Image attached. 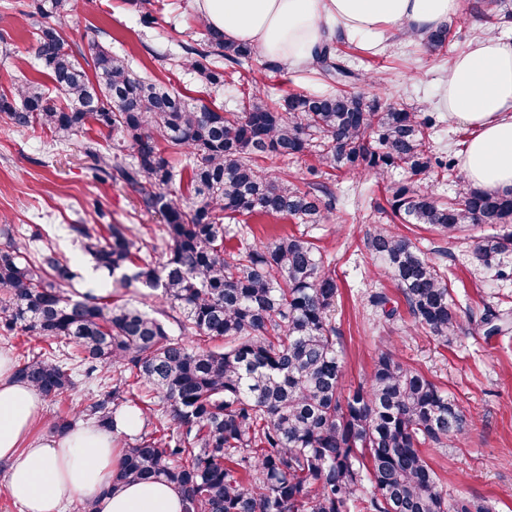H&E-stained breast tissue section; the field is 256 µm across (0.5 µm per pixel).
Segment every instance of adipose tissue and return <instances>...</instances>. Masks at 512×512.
<instances>
[{
  "mask_svg": "<svg viewBox=\"0 0 512 512\" xmlns=\"http://www.w3.org/2000/svg\"><path fill=\"white\" fill-rule=\"evenodd\" d=\"M194 11L225 40L247 43L263 57L306 66L324 40L381 43L387 36H421L447 24L459 0H191ZM450 119L474 129L460 154L468 186L512 187V41L486 33L454 57L445 81ZM0 352V464L21 512H63L78 497L98 500L100 512H183L182 494L154 480L111 487L121 435L140 426L127 415L117 428L83 425L33 436L41 396L13 376Z\"/></svg>",
  "mask_w": 512,
  "mask_h": 512,
  "instance_id": "adipose-tissue-1",
  "label": "adipose tissue"
}]
</instances>
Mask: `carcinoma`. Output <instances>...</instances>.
<instances>
[{
	"label": "carcinoma",
	"instance_id": "obj_1",
	"mask_svg": "<svg viewBox=\"0 0 512 512\" xmlns=\"http://www.w3.org/2000/svg\"><path fill=\"white\" fill-rule=\"evenodd\" d=\"M145 25L154 0H128ZM499 10L477 14L476 29L493 32L512 20ZM21 12L35 29L32 50L52 86L26 77L0 94V119L19 131L35 126L56 149L84 137L89 122L112 134L102 152L87 142L95 176L138 195L165 220L166 260L141 254L122 224L99 236L72 224L80 250L125 286L159 292L145 311L91 291L79 299L64 286L70 260L47 248L21 260L14 228L0 227V334L19 332L46 346L21 356L14 377L55 401L76 392L75 370L103 391L80 413L116 425L119 406L134 398L143 432L121 450L115 481L164 480L184 497V512H493L483 500L448 501L423 446L460 440L467 421L454 398L408 366L388 343L369 379L341 395L344 365L333 324L338 286L307 232L251 242L224 225L239 216L291 218L309 228L336 210L322 181L301 187L267 163L315 154L321 172L382 179L393 216L453 238L471 226L473 260L501 266L512 254V189L490 194L460 188L449 201L422 187L455 173L457 159L430 144L433 120L399 102L347 89L373 86L372 74L348 68L333 42L314 49L311 69L327 83L318 93L272 99L266 60L242 75L240 109L186 101L137 74L130 60L94 40L93 75L68 45L62 21L72 0H30ZM202 36L180 44L179 66L209 88L224 85L257 50L228 43L199 21ZM452 26L416 39L429 55L448 51ZM186 156L176 168L167 153ZM367 249L401 291L409 314L431 335L452 342L462 330L447 276L405 235L378 224ZM487 311L485 335L503 332Z\"/></svg>",
	"mask_w": 512,
	"mask_h": 512
}]
</instances>
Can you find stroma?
I'll list each match as a JSON object with an SVG mask.
<instances>
[{"label": "stroma", "instance_id": "stroma-1", "mask_svg": "<svg viewBox=\"0 0 512 512\" xmlns=\"http://www.w3.org/2000/svg\"><path fill=\"white\" fill-rule=\"evenodd\" d=\"M485 3L461 0L453 19L454 39L444 56L428 55L413 42L400 39L369 52L343 43L338 46L349 68L382 74L376 87L381 99L405 103L433 118L431 144L439 154H459L472 136L470 129L449 119L442 92L451 55L464 50L472 38L473 8ZM195 17L190 0H163L155 23L146 27L126 0H75L64 30L73 50H86L88 35H96L114 53L128 56L141 76L189 98L237 109L244 91L237 78H225L222 90H207L195 75L176 64L181 42L194 38L198 29ZM31 31L28 25L14 28L8 53L0 52V91L12 89L25 76L46 81L31 52ZM48 140L41 129L19 134L0 122V225H13L21 238L40 235L75 260L73 291L91 290L145 309L157 307V299L139 284L117 288L107 273L93 271L92 260L80 253L70 227L95 224L103 230L122 224L134 228L153 246L152 257L159 261L165 256L160 246L161 214L140 207L136 194L122 184L97 183L93 160L83 144L54 155L47 150ZM401 177L395 171L384 182L352 175L333 178L341 220L318 225L312 232L329 258L340 291L333 321L344 361L342 390L352 392L365 381L381 341L393 340L401 360L454 396L469 421L462 441L426 452L441 487L449 498L481 499L492 504L494 512H512V330L488 338L480 325L486 309L512 313V278H499L495 269L472 264L471 250L484 235L483 227H472L460 239L449 240L423 224L399 225L400 233L443 268L463 321L462 332L450 344L418 329L396 285L379 273L366 248L375 225L392 221L391 213L384 210L385 184ZM377 294L387 295L397 307L393 319L373 307ZM98 390L97 381L83 378L72 400L44 401L34 435L49 434L50 423L60 413L76 415L78 424H86L78 410Z\"/></svg>", "mask_w": 512, "mask_h": 512}]
</instances>
